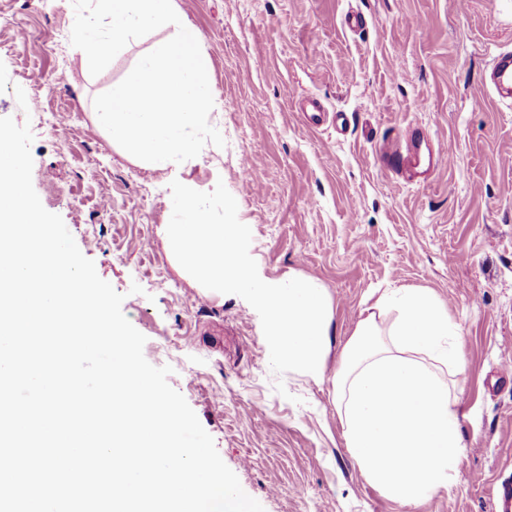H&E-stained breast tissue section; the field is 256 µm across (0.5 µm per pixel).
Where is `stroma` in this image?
<instances>
[{
	"label": "stroma",
	"instance_id": "1",
	"mask_svg": "<svg viewBox=\"0 0 512 512\" xmlns=\"http://www.w3.org/2000/svg\"><path fill=\"white\" fill-rule=\"evenodd\" d=\"M210 61L217 106L207 145L181 175L224 183L252 233L260 276L318 282L331 305L327 379L274 374L257 312L183 271L162 229L170 174L151 170L98 123L93 101L167 30L130 41L99 75L77 63L72 0H0V117L29 124L32 183L81 253L125 299L152 365L180 392L224 463L265 512H494L512 481V105L485 81L512 49V0H174ZM364 29H349L348 13ZM53 95L29 106L40 84ZM337 125L314 129L302 98ZM451 161L409 183L379 157L408 129ZM427 288L466 351L463 452L449 486L414 502L373 485L342 437L331 372L365 301Z\"/></svg>",
	"mask_w": 512,
	"mask_h": 512
}]
</instances>
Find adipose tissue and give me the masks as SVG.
<instances>
[{"label": "adipose tissue", "instance_id": "obj_1", "mask_svg": "<svg viewBox=\"0 0 512 512\" xmlns=\"http://www.w3.org/2000/svg\"><path fill=\"white\" fill-rule=\"evenodd\" d=\"M464 367L458 328L432 291L395 289L363 309L333 377L336 409L351 457L386 494L413 501L456 473Z\"/></svg>", "mask_w": 512, "mask_h": 512}]
</instances>
